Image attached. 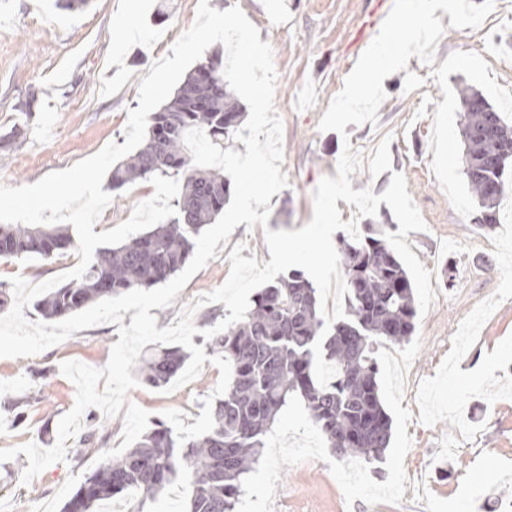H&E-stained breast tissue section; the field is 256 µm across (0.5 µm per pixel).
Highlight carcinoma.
<instances>
[{
  "label": "carcinoma",
  "instance_id": "obj_1",
  "mask_svg": "<svg viewBox=\"0 0 512 512\" xmlns=\"http://www.w3.org/2000/svg\"><path fill=\"white\" fill-rule=\"evenodd\" d=\"M223 71L218 51L197 65L151 114L139 148L112 169L114 187L155 175L181 177L174 200L177 215L101 249L82 279L36 302L42 317L71 315L134 289L153 288L189 262L195 237L224 210L231 181L219 168L192 164L184 135L201 128L218 145L233 136L244 117ZM460 100L464 174L481 208L479 223L491 225L508 187L512 124L469 86L460 91ZM386 233L385 224H367L359 240H339L348 304L346 317L330 326L322 345L324 360L337 369L328 387H321L314 373L312 345L324 327L318 290L303 272L292 270L254 295L243 320L207 341L209 351L232 366L229 387L213 408L214 429L181 445L171 428L155 424L133 447L102 461L62 512H96L100 502L126 496L136 502L133 512H144L147 503L177 483L185 486L187 512H235L244 477L265 447L264 437L295 396L337 458H383L392 420L379 392L376 345L409 340L418 317L411 278ZM72 244L63 229L0 226V258H50ZM189 357L182 346L154 347L138 358L134 372L141 384L162 388Z\"/></svg>",
  "mask_w": 512,
  "mask_h": 512
}]
</instances>
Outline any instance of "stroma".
Here are the masks:
<instances>
[{"label":"stroma","instance_id":"1","mask_svg":"<svg viewBox=\"0 0 512 512\" xmlns=\"http://www.w3.org/2000/svg\"><path fill=\"white\" fill-rule=\"evenodd\" d=\"M390 0H208L223 11L240 6L273 48L275 109L283 122L288 185L270 199L267 227L239 224L219 243L173 304L154 309L157 328L177 324L180 309L220 287L229 254L270 261L265 230L295 231L313 217V193L336 176L344 144L362 151L353 189L382 194L402 173L427 225L409 232L410 250L431 272L436 298L400 344L407 370L399 372L378 347V381L393 423L383 462L338 460L313 428L300 399L278 415L266 446L246 476L236 512H496L512 497V210L499 204L497 222L478 223L479 208L463 173L459 87L478 90L512 124V6L494 0L481 29L441 38L427 68L426 100L405 91L408 69L383 81L386 98L378 124L323 132L319 122L347 75L373 40L367 23ZM198 0H91L62 10L55 0H0V139L22 131L21 146L0 152V184L36 183L90 157L108 143L124 144L128 113L152 63L195 21ZM32 111H21L27 99ZM94 225L110 230L154 194L150 180L119 189ZM80 261L75 250L53 258L0 259V290L22 276L39 283ZM117 327L76 331L28 358H0V449L57 441L60 418L75 402V386L60 371L67 360L94 368L107 363ZM220 371L200 374L172 393L145 386L127 400L158 421L167 409L185 411L194 424L216 388ZM19 403L24 422L8 404ZM123 417L89 408L66 442L67 459L23 482L25 454L0 463V512H61L97 468L100 450L119 447Z\"/></svg>","mask_w":512,"mask_h":512}]
</instances>
